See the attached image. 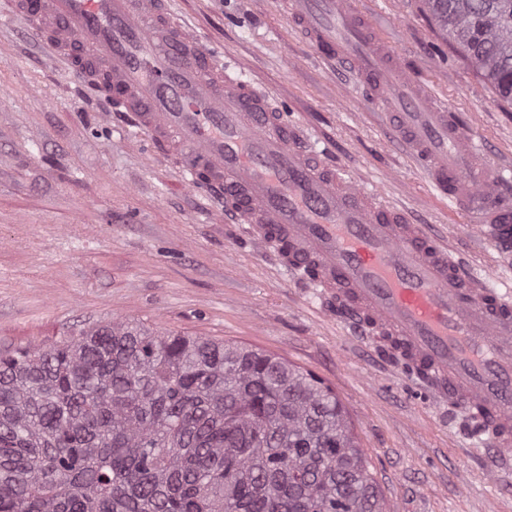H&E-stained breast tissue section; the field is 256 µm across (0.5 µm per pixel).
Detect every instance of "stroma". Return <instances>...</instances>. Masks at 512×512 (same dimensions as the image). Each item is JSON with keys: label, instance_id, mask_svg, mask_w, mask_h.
<instances>
[{"label": "stroma", "instance_id": "stroma-1", "mask_svg": "<svg viewBox=\"0 0 512 512\" xmlns=\"http://www.w3.org/2000/svg\"><path fill=\"white\" fill-rule=\"evenodd\" d=\"M393 50L471 124L496 176L512 175V103L432 19L425 0H359ZM204 47L223 50L303 128L412 223L447 239L486 287L512 282V252L473 234L435 196L350 71L319 62L282 0H170ZM0 354L50 348L114 317L282 357L332 387L385 512H512V466L489 478L485 437L465 432L374 345L324 316L301 275L253 252L233 216L188 190L127 121L103 124L67 63L0 0Z\"/></svg>", "mask_w": 512, "mask_h": 512}]
</instances>
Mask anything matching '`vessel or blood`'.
Here are the masks:
<instances>
[{"label": "vessel or blood", "mask_w": 512, "mask_h": 512, "mask_svg": "<svg viewBox=\"0 0 512 512\" xmlns=\"http://www.w3.org/2000/svg\"><path fill=\"white\" fill-rule=\"evenodd\" d=\"M322 60L346 66L436 193L476 232L512 245V186L492 177L468 122L449 111L372 28L358 0H285ZM80 83L166 154L186 184L217 193L251 247L304 269L325 314L382 337L430 397L487 437L496 475L512 460V295L486 288L403 209L224 68L167 0H10Z\"/></svg>", "instance_id": "b4317fda"}]
</instances>
